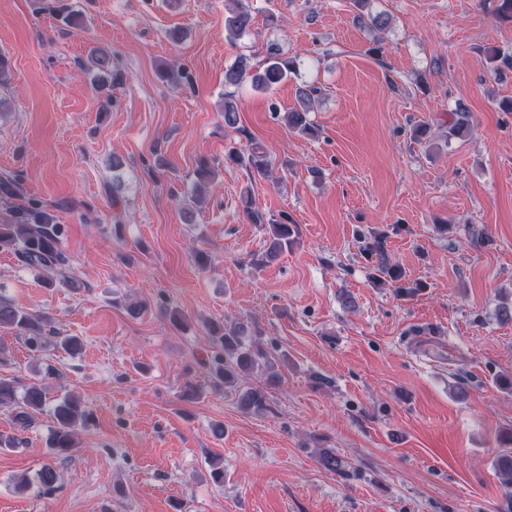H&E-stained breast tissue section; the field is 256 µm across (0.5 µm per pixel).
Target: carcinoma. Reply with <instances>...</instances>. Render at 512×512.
<instances>
[{
    "label": "carcinoma",
    "mask_w": 512,
    "mask_h": 512,
    "mask_svg": "<svg viewBox=\"0 0 512 512\" xmlns=\"http://www.w3.org/2000/svg\"><path fill=\"white\" fill-rule=\"evenodd\" d=\"M254 18L246 9H237L225 18L226 38L233 43L247 34ZM92 68L98 71L101 86H110L122 81L123 75L112 68L110 54L99 51L91 55ZM299 64L286 56L274 44L267 46L263 67L253 70L249 58L239 56L224 71V128L240 131L236 93L249 81L256 89L269 90L292 77L298 76ZM317 88L303 85L298 88V107L287 113L288 127L301 134L313 133L308 120L312 99ZM224 164L241 165L263 174L271 166L267 153L260 147L242 149L231 146L224 151ZM254 224L268 226V247L253 263L262 266L276 260L293 243V229L283 219L266 218L258 211L248 213ZM0 248L11 249L20 262L36 267L45 273L44 284L48 287L59 282L67 288H78L80 283L69 259L60 247V227L52 216L39 204L31 202L12 211L11 221L0 224ZM0 327L11 329L24 338L29 348L41 349L46 344V323L33 311L12 304L0 296ZM213 343L220 349L214 358L213 369L216 383L226 389L239 392V404L246 411L260 412L267 408V389L250 387L240 390L241 377L256 367L264 366L270 372V383L280 379L276 361L251 336L249 325L238 322L231 326L213 323L209 327ZM14 405L13 421L16 429L24 431L31 426L35 415L47 411L53 420L49 439L52 460L44 463L36 473L34 481L23 479L16 488L26 490L35 484L48 493L57 487L58 472L55 460L69 457L76 448L75 437L80 424H85L90 413L81 403L65 396L51 403L47 390L38 380L22 382L16 378H0V405ZM505 448L493 458L495 472L512 488V430L501 439ZM320 466L330 472L345 474L344 462L332 449L319 451Z\"/></svg>",
    "instance_id": "cac0c4a2"
}]
</instances>
